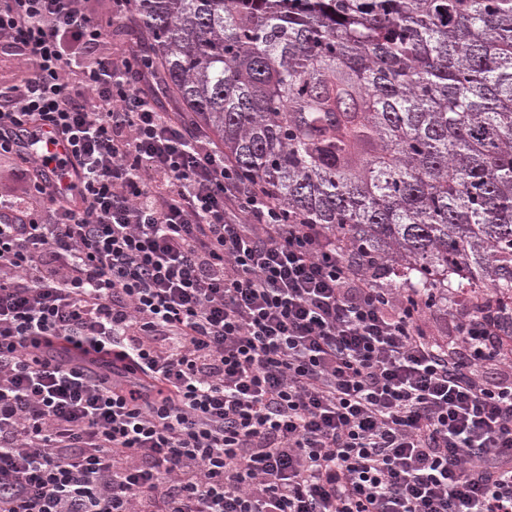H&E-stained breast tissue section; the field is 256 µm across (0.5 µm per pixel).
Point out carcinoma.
Segmentation results:
<instances>
[{"mask_svg":"<svg viewBox=\"0 0 512 512\" xmlns=\"http://www.w3.org/2000/svg\"><path fill=\"white\" fill-rule=\"evenodd\" d=\"M242 182L448 307L512 319V0H131Z\"/></svg>","mask_w":512,"mask_h":512,"instance_id":"carcinoma-1","label":"carcinoma"}]
</instances>
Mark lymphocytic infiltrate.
<instances>
[{
  "label": "lymphocytic infiltrate",
  "instance_id": "obj_1",
  "mask_svg": "<svg viewBox=\"0 0 512 512\" xmlns=\"http://www.w3.org/2000/svg\"><path fill=\"white\" fill-rule=\"evenodd\" d=\"M89 0H0V512H512V336L494 296L385 288L242 184L113 55ZM51 127L78 199L42 177ZM17 165L9 156L0 157V194L12 197H26L24 195L25 182L18 178Z\"/></svg>",
  "mask_w": 512,
  "mask_h": 512
}]
</instances>
